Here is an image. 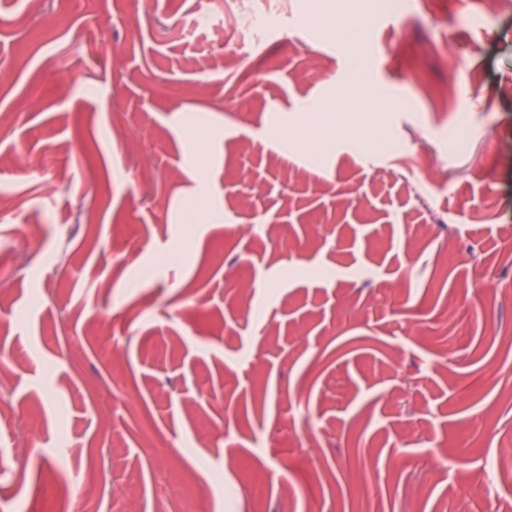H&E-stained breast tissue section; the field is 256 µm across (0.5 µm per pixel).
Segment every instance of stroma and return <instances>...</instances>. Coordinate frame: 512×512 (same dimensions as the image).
Here are the masks:
<instances>
[{
  "label": "stroma",
  "mask_w": 512,
  "mask_h": 512,
  "mask_svg": "<svg viewBox=\"0 0 512 512\" xmlns=\"http://www.w3.org/2000/svg\"><path fill=\"white\" fill-rule=\"evenodd\" d=\"M397 2L0 0V512H512V8ZM233 20L238 31L257 37L268 28V16L260 11L235 7Z\"/></svg>",
  "instance_id": "stroma-1"
}]
</instances>
